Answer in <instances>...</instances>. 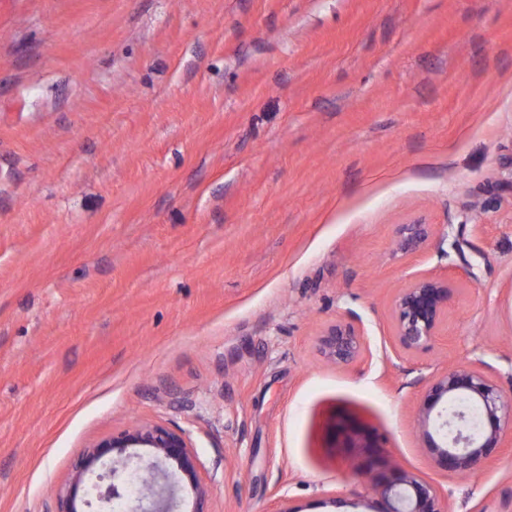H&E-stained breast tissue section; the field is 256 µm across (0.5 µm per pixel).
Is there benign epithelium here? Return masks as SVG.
<instances>
[{
    "mask_svg": "<svg viewBox=\"0 0 512 512\" xmlns=\"http://www.w3.org/2000/svg\"><path fill=\"white\" fill-rule=\"evenodd\" d=\"M432 236L431 225L414 221L400 225L392 243L402 256L424 250ZM459 280L418 276L397 289L390 300L393 335L407 352L427 350L438 336L448 302L461 290ZM352 312L329 325L320 337L324 358L348 365L360 358L363 342ZM464 397L474 402L481 416L480 427L470 429L465 413L448 412L449 405ZM416 417L434 466L458 475L480 469L484 459L501 447L505 427L512 426V393L506 391L486 362L478 359L460 363L428 380L420 395ZM345 448H378L376 430L358 422L337 427ZM128 448H150L154 458L142 461ZM96 475L91 490L104 507L120 502L126 512H176V485L171 482L176 468L190 483H196L197 460L184 433L164 426H134L94 446L83 462L82 472ZM370 486L380 505L378 512H449L448 498L423 477L397 465L377 474L355 473Z\"/></svg>",
    "mask_w": 512,
    "mask_h": 512,
    "instance_id": "benign-epithelium-1",
    "label": "benign epithelium"
}]
</instances>
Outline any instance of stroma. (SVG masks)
Returning a JSON list of instances; mask_svg holds the SVG:
<instances>
[{
	"label": "stroma",
	"instance_id": "1",
	"mask_svg": "<svg viewBox=\"0 0 512 512\" xmlns=\"http://www.w3.org/2000/svg\"><path fill=\"white\" fill-rule=\"evenodd\" d=\"M416 217L462 252L393 254ZM422 274L463 287L409 353ZM477 359L512 390V0H0V512L137 423L191 439L179 512H376L349 474L391 463L512 512V430L458 476L415 426ZM459 280L418 276L395 291L390 300L393 335L407 352L427 350L438 336L448 302L461 290ZM359 317L348 312L347 318L336 319L320 337V352L336 365H348L360 358L363 351L362 335L355 325ZM341 436L342 448H377L380 447L376 430L358 422H343L337 427Z\"/></svg>",
	"mask_w": 512,
	"mask_h": 512
}]
</instances>
